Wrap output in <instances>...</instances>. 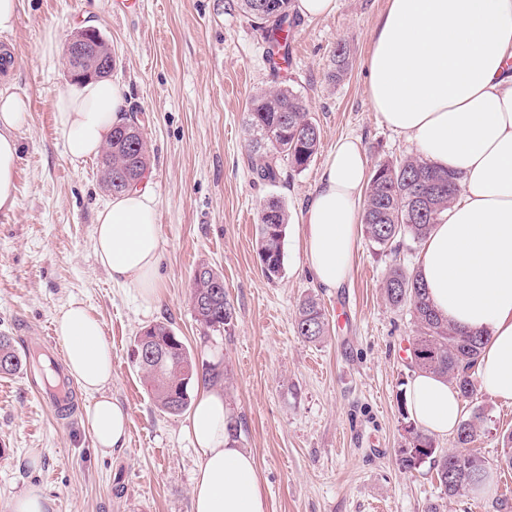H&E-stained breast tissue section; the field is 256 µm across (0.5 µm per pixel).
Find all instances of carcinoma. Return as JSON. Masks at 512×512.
I'll list each match as a JSON object with an SVG mask.
<instances>
[{
	"instance_id": "obj_1",
	"label": "carcinoma",
	"mask_w": 512,
	"mask_h": 512,
	"mask_svg": "<svg viewBox=\"0 0 512 512\" xmlns=\"http://www.w3.org/2000/svg\"><path fill=\"white\" fill-rule=\"evenodd\" d=\"M261 0H229L228 7L260 22L270 57L289 61L290 0H268L273 4L268 17L259 16ZM132 112L127 122L116 127L108 143L112 158V193L120 194L141 183L149 173L151 155L144 127ZM249 136L252 173L263 182L280 181V162L301 172L309 166L321 142V131L309 116L302 95L288 86L263 90L250 100L244 117ZM458 191L456 178L424 157L410 156L396 162H380L371 171L364 199L361 224L377 250L393 255L382 285L388 303L409 307L416 327L410 348V368L445 378L461 398L474 394L475 370L485 336L458 331L432 308L417 271L400 258L405 241L422 243L448 210ZM288 214L280 199L272 196L259 214L258 254L262 273L272 280L283 264V246ZM191 304L196 322L205 331L219 332L231 327L235 308L224 290L221 273L205 266L193 277ZM328 332V323L312 296L300 304L296 320L299 338L313 342ZM147 343L165 351V360H135L150 387L152 398L162 411L180 415L190 406L189 389L201 382L216 384L223 372L201 363L183 339L165 323L147 327L135 340L134 349ZM23 360L10 339L0 336V373L11 374ZM488 414L477 409L461 421L456 430L458 450L444 453L433 439L414 424L405 426L407 448L401 450L400 464L416 469L429 462L435 466L444 495L452 498L470 489L487 473L485 461L468 451V445L486 431Z\"/></svg>"
}]
</instances>
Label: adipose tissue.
<instances>
[{
    "label": "adipose tissue",
    "mask_w": 512,
    "mask_h": 512,
    "mask_svg": "<svg viewBox=\"0 0 512 512\" xmlns=\"http://www.w3.org/2000/svg\"><path fill=\"white\" fill-rule=\"evenodd\" d=\"M365 66L367 98L383 123L460 182L424 243L419 273L450 323L488 333L476 367L481 387L512 403V0H388ZM128 108L125 86L107 79L58 93L53 112L71 160L100 153ZM29 116L27 101L0 83L2 213L17 205L18 132ZM366 189L363 145L343 138L305 204L297 244L321 287L349 279ZM157 214L144 182L98 210L93 234L99 263L146 307L161 299ZM55 333L70 376L93 397L85 424L97 450L121 447L129 416L105 392L112 347L100 321L73 302L58 311ZM405 401L426 432L445 436L460 423L457 391L433 374L416 373ZM233 421L222 395L201 394L188 427L198 456L192 512H268L255 460L234 438Z\"/></svg>",
    "instance_id": "adipose-tissue-1"
}]
</instances>
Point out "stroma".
Masks as SVG:
<instances>
[{"mask_svg": "<svg viewBox=\"0 0 512 512\" xmlns=\"http://www.w3.org/2000/svg\"><path fill=\"white\" fill-rule=\"evenodd\" d=\"M129 14L114 0H19L13 32L0 34L13 92L30 116L20 130L18 204L0 213V336L18 352L55 333L54 318L78 302L98 318L112 346L107 394L129 415L124 447L99 453L81 413L92 397L79 393L80 414L54 418L39 394L37 374H0V512L36 486L46 512H190L198 459L186 427L155 405L132 361L134 340L151 324L168 323L197 359L225 367L217 385L238 422V442L257 463L268 512H512L503 484L500 438L512 432V405L475 390L464 414L482 408L486 431L471 444L494 476L484 496L449 499L430 464L405 471L402 404L413 376L409 308L386 300L389 256L359 237L349 282L318 287L302 269L297 240L302 209L329 152L347 135L360 137L368 166L414 155L372 111L364 62L388 0H338L332 15L296 18L290 62L269 61L261 30L228 0H136ZM96 27L117 64L112 81L129 90V109L143 114L158 200L162 299L141 305L114 285L93 248L96 212L111 199L92 156L72 162L52 102L69 81L65 54L40 55L47 32L67 43L75 30ZM348 52L339 80L337 46ZM287 85L304 97L321 130L317 155L280 183L256 181L249 168L244 114L250 97ZM288 212L282 272L267 280L257 254L258 214L269 197ZM224 276L236 311L224 333L204 335L190 301L195 269ZM315 297L328 332L306 342L295 333L300 303Z\"/></svg>", "mask_w": 512, "mask_h": 512, "instance_id": "35a3bbf8", "label": "stroma"}]
</instances>
